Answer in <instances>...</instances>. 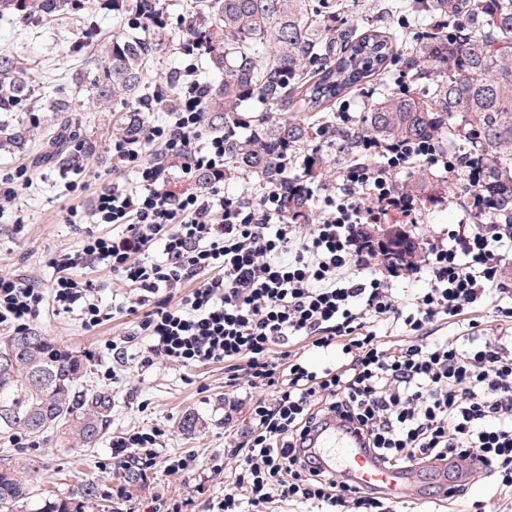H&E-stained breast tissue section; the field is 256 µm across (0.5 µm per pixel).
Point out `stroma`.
<instances>
[{"instance_id": "35a3bbf8", "label": "stroma", "mask_w": 512, "mask_h": 512, "mask_svg": "<svg viewBox=\"0 0 512 512\" xmlns=\"http://www.w3.org/2000/svg\"><path fill=\"white\" fill-rule=\"evenodd\" d=\"M377 0H343L336 13V28L360 31L372 26L386 27L402 43H409L419 30L417 23H404L399 13L386 15L376 10ZM171 39L151 53L144 66L143 85L150 96L172 100L174 86L170 76L178 75L189 58L181 51L180 33L186 20L206 27L207 17L200 12L197 0H161ZM129 15L125 11L103 8L101 0H76L71 17L45 21L31 14L11 23L0 21V50L18 54L31 68L38 83L58 86L69 95V77L79 65L93 39L102 33L118 35L128 32ZM83 137L94 150L79 172L62 169L56 163L41 160V146L53 128L56 117L43 111L40 98H33L17 112H0V124L20 128L21 145L0 149V171L26 165L32 175L30 187L23 191L16 218L0 219V270L24 278L49 283L54 275L48 265L56 252L77 249L88 230L111 233L108 224L87 227L67 224L63 215L73 204L89 205L95 190L104 183L129 182L125 173L112 170L108 150L115 129L116 115L85 106L76 113ZM81 179L86 188L82 196L68 191L72 179ZM461 179L433 170L430 199L424 202L419 223L404 225L403 230L416 248H423L431 232L459 223L464 216ZM21 219L23 233H15L13 221ZM44 336L82 360L86 374L82 388L87 392L108 387L112 394L110 425L94 448H77L42 437L37 447L21 448L15 439L0 438V449L26 459L28 478L35 495H63L82 484L94 483L98 499L86 512H151L165 498L188 499V512H207L214 498L224 493V474H215L204 483L203 492H195L194 480L168 468L171 459L193 455L200 463L224 452V365L214 362L198 367H175L160 362L142 368L138 346H131L122 364L98 360L97 352L106 341L124 336L131 329L128 318L115 315L95 331H85L76 317L47 312L37 324ZM111 370L109 384H102L104 370ZM156 427L162 429V443L146 480L127 483L122 468L112 464V440L130 430Z\"/></svg>"}]
</instances>
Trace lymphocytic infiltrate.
Listing matches in <instances>:
<instances>
[{
  "mask_svg": "<svg viewBox=\"0 0 512 512\" xmlns=\"http://www.w3.org/2000/svg\"><path fill=\"white\" fill-rule=\"evenodd\" d=\"M208 86L187 64L173 118L140 120L137 133L116 132L113 170L133 173L124 185H101L89 207L67 208L69 224H113L118 233L88 232L80 249L49 259L55 276L40 286L0 272V327L30 331L46 305L75 315L85 331L111 319L80 266L109 270L126 289L121 309L133 329L106 342L113 362L140 341V363L224 365V384L248 389L250 427L232 436L226 457L202 466L174 460L176 472L218 473L233 459L234 478L216 512H263L281 501L312 512H400L401 499L376 485L352 487L323 466L311 434L327 420L347 421L363 448L387 468L446 465L452 497L477 477L512 489V351L470 330L460 342L434 336L490 294L506 298L512 225L493 222L480 189V166L434 139L384 142L364 137L335 187L315 194L307 177L318 151L299 172L246 192L224 183L235 172L224 138L204 131ZM422 162L465 174L468 218L433 232L423 256L388 257L371 230L419 220L421 200L395 176ZM191 192L167 189L172 172ZM417 282L404 297L398 279ZM401 335V343L390 340ZM340 350L342 360L311 369L297 342ZM161 429H141L112 443V461L152 462Z\"/></svg>",
  "mask_w": 512,
  "mask_h": 512,
  "instance_id": "obj_1",
  "label": "lymphocytic infiltrate"
}]
</instances>
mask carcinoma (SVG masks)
I'll use <instances>...</instances> for the list:
<instances>
[{
	"label": "carcinoma",
	"instance_id": "obj_1",
	"mask_svg": "<svg viewBox=\"0 0 512 512\" xmlns=\"http://www.w3.org/2000/svg\"><path fill=\"white\" fill-rule=\"evenodd\" d=\"M422 16L452 18L461 27L446 32L426 28L405 51L386 31H354L340 35L338 49L326 41L320 13L312 0H203L209 18V65L222 71L220 88L211 93L208 123L230 127L250 97H259L285 116L270 121L259 139L226 142L229 163L263 177L276 178L282 146L297 149L311 131L291 122L286 112L329 111L336 100L370 82L381 68L399 61L412 76L430 87L427 96L388 92L367 106L359 124L340 135L343 156L356 140L434 138L453 136L452 119L462 118L478 135L472 156L485 167L483 192L495 206V216L512 220V0H414ZM129 14L152 16L160 0H123ZM34 9L53 19L69 15L73 0H0V20L24 19ZM168 37L158 27L137 34L106 37L88 51L87 66L71 77L73 94L52 95L42 88L44 110L56 113L43 158L74 165L90 144L81 139L72 113L82 99L96 101L102 112L113 102L144 112L143 66L146 57ZM35 93V80L20 58L0 51V112H16ZM426 169H420L407 190L424 195L429 189ZM15 364L0 365V425L7 437L20 430L33 436L55 432L59 438L93 447L101 439L112 412V394L76 391L82 377L81 359L38 330L0 338V354ZM26 461L0 458V512H84L97 500L94 484L86 483L66 499L42 498L31 508L32 488Z\"/></svg>",
	"mask_w": 512,
	"mask_h": 512
}]
</instances>
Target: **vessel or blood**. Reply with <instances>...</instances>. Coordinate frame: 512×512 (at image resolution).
Wrapping results in <instances>:
<instances>
[{
    "label": "vessel or blood",
    "mask_w": 512,
    "mask_h": 512,
    "mask_svg": "<svg viewBox=\"0 0 512 512\" xmlns=\"http://www.w3.org/2000/svg\"><path fill=\"white\" fill-rule=\"evenodd\" d=\"M318 446L333 468L348 474L358 484L375 482L388 492L397 494L417 486L419 482L421 467L399 470L384 468L374 458L365 456L357 448L353 437L342 427L334 425L323 431Z\"/></svg>",
    "instance_id": "b4317fda"
}]
</instances>
